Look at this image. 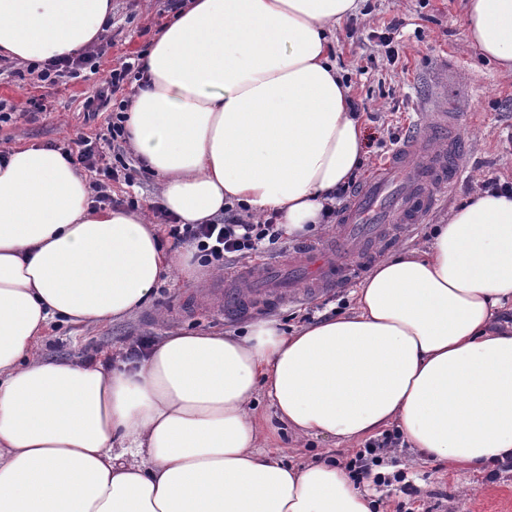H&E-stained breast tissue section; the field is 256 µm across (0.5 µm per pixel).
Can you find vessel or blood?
<instances>
[{"mask_svg": "<svg viewBox=\"0 0 512 512\" xmlns=\"http://www.w3.org/2000/svg\"><path fill=\"white\" fill-rule=\"evenodd\" d=\"M456 115L449 109L431 113L420 129L405 134L386 163L349 200L340 216L342 231L336 242L354 250L372 252L381 244V230L365 231L369 216L393 224H419L436 207L437 189L452 186L459 173L460 146L450 132ZM324 246L304 248V262L317 286H334L340 273L336 264L323 260ZM252 275L241 272L237 287L215 288L227 314L240 313L251 295Z\"/></svg>", "mask_w": 512, "mask_h": 512, "instance_id": "1", "label": "vessel or blood"}]
</instances>
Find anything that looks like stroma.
<instances>
[{"instance_id":"1","label":"stroma","mask_w":512,"mask_h":512,"mask_svg":"<svg viewBox=\"0 0 512 512\" xmlns=\"http://www.w3.org/2000/svg\"><path fill=\"white\" fill-rule=\"evenodd\" d=\"M160 0H112V24L105 31L112 48L101 59L97 72L77 80L61 79L47 86L21 78L24 65L8 61L0 66V98L14 107L12 122L0 126V152L18 145L76 150L79 138L96 140L104 154H111L108 113L87 118L86 98L101 88L106 75L125 57L150 47L167 23ZM466 0H361L356 14L336 25V60L351 89V98L361 104L365 133V154L358 171L367 179L406 131L418 124L425 113L452 105L461 116L456 128L466 145L459 177L438 207L424 223L383 227L385 244L370 257L351 253L342 258L344 268L336 287L309 293L310 278L292 262L290 253L273 258V279L258 277L253 285L267 288L277 283L303 289L298 299L283 304H251L241 314L226 315L210 291L228 287L233 270L218 273L204 268L193 284L181 283L169 272L158 284L152 301L120 319L97 325H50L39 345L47 358L78 362L98 359L131 339L147 337L159 343L175 331L216 333L240 330L255 318L276 321L284 331L313 321L322 313H342L351 306L349 293L371 268L394 252L424 245L434 224L444 223L451 208L474 197L482 182L496 177L512 183V73L482 60L464 43ZM397 25V61H388L376 39L389 25ZM125 160L136 172L133 184L110 182L114 200H136L139 207L152 210L158 203L159 180L150 172H139L135 153ZM266 430L282 448L283 464L296 465L314 459L347 462L363 450L364 441L339 444L332 439L297 436L280 423L267 404H260ZM408 447L384 456L381 464L390 482L376 489L378 512H512V467H501L485 476L472 477L469 493H461L455 478L444 475L437 464L415 465ZM415 485L420 496L411 500L401 491L402 482Z\"/></svg>"}]
</instances>
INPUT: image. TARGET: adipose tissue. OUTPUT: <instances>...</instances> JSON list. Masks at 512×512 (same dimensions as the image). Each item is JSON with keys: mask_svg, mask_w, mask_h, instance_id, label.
Here are the masks:
<instances>
[{"mask_svg": "<svg viewBox=\"0 0 512 512\" xmlns=\"http://www.w3.org/2000/svg\"><path fill=\"white\" fill-rule=\"evenodd\" d=\"M358 0H191L144 56L125 130L181 224L225 208L322 222L363 128L331 56ZM112 0H0V54L44 63L97 43ZM466 44L512 71V0H469ZM196 282L140 210L95 209L62 150L0 161V512H374L333 463L260 447L268 400L296 433L346 442L397 427L417 460L512 463V193L453 208L430 241L379 261L351 310L246 336L173 332L145 358L34 357L51 322L101 324L161 277Z\"/></svg>", "mask_w": 512, "mask_h": 512, "instance_id": "obj_1", "label": "adipose tissue"}]
</instances>
